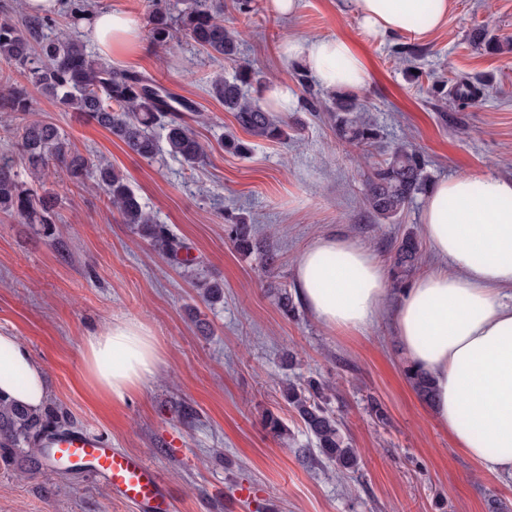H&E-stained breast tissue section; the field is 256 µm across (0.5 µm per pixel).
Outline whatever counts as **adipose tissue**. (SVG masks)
Returning a JSON list of instances; mask_svg holds the SVG:
<instances>
[{"label": "adipose tissue", "mask_w": 512, "mask_h": 512, "mask_svg": "<svg viewBox=\"0 0 512 512\" xmlns=\"http://www.w3.org/2000/svg\"><path fill=\"white\" fill-rule=\"evenodd\" d=\"M369 32L415 33L438 28L448 0H347ZM421 24H413L415 15ZM109 53L142 47L143 24L112 10L82 21ZM284 55L300 60L328 90L354 93L368 74L343 39L309 35L284 40ZM422 222L438 266L417 276L394 310L403 353L427 373L433 409L460 449L488 474L512 476V180L459 175L439 180ZM299 299L332 330L357 331L383 311L388 274L367 248L325 235L298 257ZM85 382L120 403L157 374L161 354L149 329L112 323L83 339ZM0 395L32 410L48 396L43 364L18 336L0 332Z\"/></svg>", "instance_id": "obj_1"}]
</instances>
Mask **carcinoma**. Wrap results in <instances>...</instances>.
<instances>
[{
	"label": "carcinoma",
	"mask_w": 512,
	"mask_h": 512,
	"mask_svg": "<svg viewBox=\"0 0 512 512\" xmlns=\"http://www.w3.org/2000/svg\"><path fill=\"white\" fill-rule=\"evenodd\" d=\"M149 40L153 46L172 48L184 35L215 59H233L237 53L238 32L224 27V0H185L177 10L169 0H150ZM89 13L88 0H69L65 15L69 27L51 39L44 30L56 25L49 17L22 15L18 20L0 21V60L22 75L26 83L9 80L0 85V110L31 111L36 90L67 109L78 112L121 140L134 154L157 160L163 154L180 159L193 169L208 158V147L193 132L187 117L199 122L204 116L194 104L166 92L154 79L93 58L78 34V22ZM255 79L250 65H238L232 78L222 75L211 80L208 93L224 105L239 127L250 137L284 143L293 129L286 119H278L258 100L248 95ZM331 112L336 132L346 143L367 151L377 133L351 96H340L321 103L311 111ZM19 139L29 171L44 174L49 162L64 169L69 178L93 180L107 197L123 223L144 240L173 259L186 249L166 224L158 223L145 210L127 177L111 165L96 161L71 149L59 127L48 120L26 122ZM224 150L239 156L251 152L252 142L234 135L223 137ZM427 176L419 151L398 144L372 167L364 192L369 213L387 224H396L426 191ZM57 194L47 188L39 195L23 186L10 156H0V214L22 224H41L46 233L56 223ZM228 235L243 253L256 252L262 264L273 266L278 254L269 244L254 238L252 227L239 222L229 225ZM420 245L411 234L401 239L394 255L393 276L401 283L419 259ZM193 287L215 305L224 299V286L201 272L192 273ZM419 397L429 403L433 387L425 374L408 365L405 370ZM281 398L293 410L314 441L316 460L328 464L338 474L355 471L359 463L356 449L349 445L341 425L329 408L334 386L309 379L290 381L280 389ZM59 426L48 414L31 411L0 397V462L24 471L49 461V449L40 445L42 437Z\"/></svg>",
	"instance_id": "1"
}]
</instances>
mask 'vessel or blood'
I'll return each mask as SVG.
<instances>
[{
  "label": "vessel or blood",
  "mask_w": 512,
  "mask_h": 512,
  "mask_svg": "<svg viewBox=\"0 0 512 512\" xmlns=\"http://www.w3.org/2000/svg\"><path fill=\"white\" fill-rule=\"evenodd\" d=\"M47 443L57 457L104 479L115 496L135 505L137 512H176L170 489L141 455L114 450L90 430L56 431Z\"/></svg>",
  "instance_id": "1"
}]
</instances>
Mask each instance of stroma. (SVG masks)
Returning <instances> with one entry per match:
<instances>
[{
	"mask_svg": "<svg viewBox=\"0 0 512 512\" xmlns=\"http://www.w3.org/2000/svg\"><path fill=\"white\" fill-rule=\"evenodd\" d=\"M450 2L443 24L421 38L370 34L345 0H300L289 17L273 14L268 0H255L249 15L224 0V24L240 34L236 61L260 71L264 84L291 83L296 96L329 92L315 80L306 89L295 85L296 63L281 52L285 38L334 36L353 47L369 75L355 98L379 129L368 155L337 137L329 113L299 108L288 114L298 129L293 141L257 139L245 157L225 152L220 138L238 125L207 87L215 74L231 77L236 61L213 60L185 38L171 49L108 57L91 33L83 35L95 58L195 102L206 117L195 130L209 146L197 169L169 155L142 159L39 93L28 117L0 111V155H19L16 129L25 119L56 123L74 148L127 175L147 210L188 246L197 269L224 285L222 303L202 302L187 269L118 223L93 182L72 183L58 168L46 180L58 194L55 236L0 220V330L44 364L45 411L142 455L172 490L177 512H512V478L481 472L409 384L392 314L344 333L306 307L287 316L277 306L280 289L296 288L299 253L323 234L357 241L388 268L411 233L422 240L416 272L434 264L423 239L425 196L397 224L378 223L363 204L373 163L395 143L423 155L432 184L462 174L512 178V0ZM483 37L501 49L479 46ZM422 74L451 88L475 85L480 95L469 105L430 95L419 88ZM235 217L276 248L275 267L234 248L226 227ZM190 305L205 327L192 321ZM124 319L150 329L163 362L153 381L113 404L85 385L82 339ZM309 376L336 388L331 408L360 456L346 478L303 457L313 442L291 411H281L289 440L264 427L282 381ZM372 397L388 423L371 415ZM0 512L133 510L84 469L23 475L0 466Z\"/></svg>",
	"mask_w": 512,
	"mask_h": 512,
	"instance_id": "stroma-1",
	"label": "stroma"
}]
</instances>
